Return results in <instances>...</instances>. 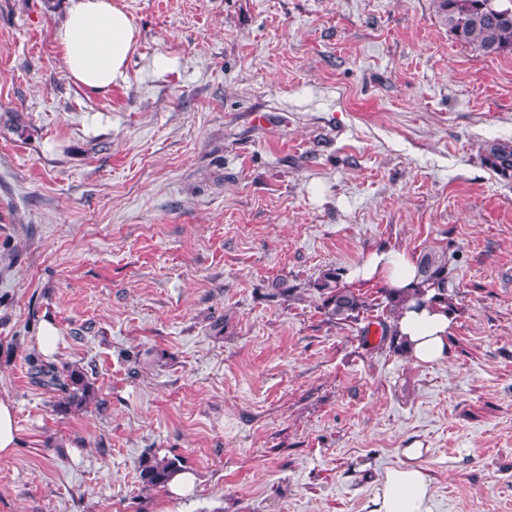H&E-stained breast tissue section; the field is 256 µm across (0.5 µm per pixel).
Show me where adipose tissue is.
<instances>
[{"instance_id":"obj_1","label":"adipose tissue","mask_w":512,"mask_h":512,"mask_svg":"<svg viewBox=\"0 0 512 512\" xmlns=\"http://www.w3.org/2000/svg\"><path fill=\"white\" fill-rule=\"evenodd\" d=\"M56 45L69 77L80 86L104 91L127 78V62L137 43L130 15L115 0H70L55 32ZM417 262L408 253L382 250L352 268L353 280L378 281L386 287H411ZM453 315L445 306L407 310L397 330L411 357L427 364L443 359ZM421 449H404V462L388 470L376 494V512H432L430 480L415 461Z\"/></svg>"}]
</instances>
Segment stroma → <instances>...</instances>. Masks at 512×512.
Listing matches in <instances>:
<instances>
[{
	"label": "stroma",
	"instance_id": "obj_1",
	"mask_svg": "<svg viewBox=\"0 0 512 512\" xmlns=\"http://www.w3.org/2000/svg\"><path fill=\"white\" fill-rule=\"evenodd\" d=\"M117 2L137 47L95 92L56 46L70 0H0V512H375L416 447L433 512H512V168L487 159L512 54L435 0ZM430 248L442 361L329 320L324 271L373 299L351 268ZM34 359L95 400L65 407ZM147 454L193 494L145 487ZM18 444V428L13 407L0 399V460L8 459ZM181 464L182 461L178 458H159L156 455H145L138 461L140 478L146 487H164L167 483L172 495L186 496L192 493L196 477L190 471H176L183 467ZM171 473L173 474L169 478Z\"/></svg>",
	"mask_w": 512,
	"mask_h": 512
}]
</instances>
